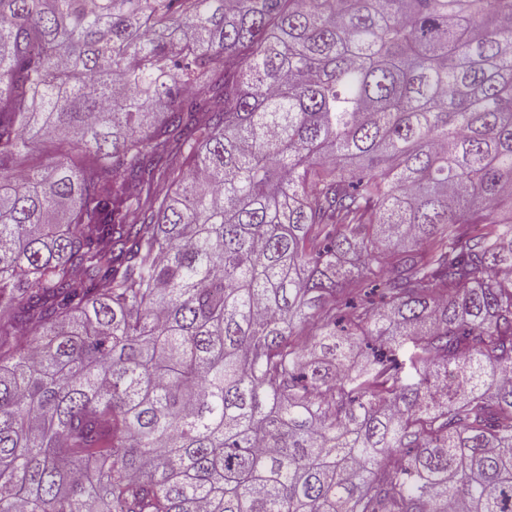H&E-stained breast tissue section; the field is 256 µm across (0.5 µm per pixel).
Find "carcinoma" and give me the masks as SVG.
Masks as SVG:
<instances>
[{
	"label": "carcinoma",
	"mask_w": 512,
	"mask_h": 512,
	"mask_svg": "<svg viewBox=\"0 0 512 512\" xmlns=\"http://www.w3.org/2000/svg\"><path fill=\"white\" fill-rule=\"evenodd\" d=\"M512 0H0V512H512Z\"/></svg>",
	"instance_id": "obj_1"
}]
</instances>
